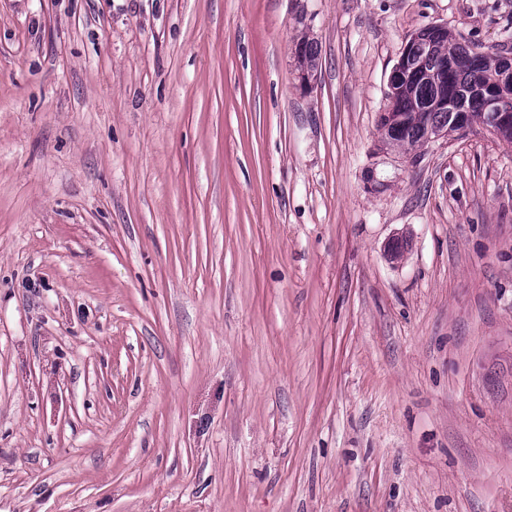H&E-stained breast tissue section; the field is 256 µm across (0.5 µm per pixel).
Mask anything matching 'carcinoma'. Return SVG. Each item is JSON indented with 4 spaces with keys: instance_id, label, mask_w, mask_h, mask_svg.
<instances>
[{
    "instance_id": "carcinoma-1",
    "label": "carcinoma",
    "mask_w": 512,
    "mask_h": 512,
    "mask_svg": "<svg viewBox=\"0 0 512 512\" xmlns=\"http://www.w3.org/2000/svg\"><path fill=\"white\" fill-rule=\"evenodd\" d=\"M294 52L302 64L317 67L319 56L316 41L302 34L294 43ZM416 54L426 58L424 69L413 73L399 85L398 103L405 120L387 140L390 147H416L432 127L446 126L450 112L464 108L470 119L492 130L499 139L512 144V125L494 126L489 113L481 110L474 95L500 87L512 72V58L478 52L447 39V33L434 29L420 39ZM448 99V108L435 105Z\"/></svg>"
}]
</instances>
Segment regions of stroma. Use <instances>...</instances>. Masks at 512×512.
Returning a JSON list of instances; mask_svg holds the SVG:
<instances>
[{
  "instance_id": "1",
  "label": "stroma",
  "mask_w": 512,
  "mask_h": 512,
  "mask_svg": "<svg viewBox=\"0 0 512 512\" xmlns=\"http://www.w3.org/2000/svg\"><path fill=\"white\" fill-rule=\"evenodd\" d=\"M431 24L512 0H0V512H512V146L377 130ZM295 53H297L301 63L309 68L300 65L296 60L295 78L298 80V87L305 93L311 92L317 80V74L314 70L317 67L319 56L318 44L302 33L294 43V56Z\"/></svg>"
}]
</instances>
